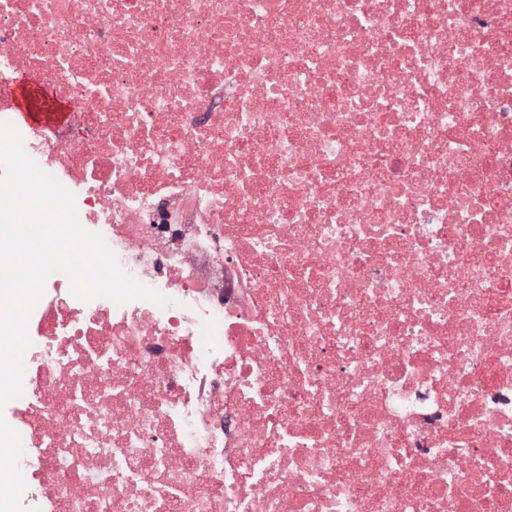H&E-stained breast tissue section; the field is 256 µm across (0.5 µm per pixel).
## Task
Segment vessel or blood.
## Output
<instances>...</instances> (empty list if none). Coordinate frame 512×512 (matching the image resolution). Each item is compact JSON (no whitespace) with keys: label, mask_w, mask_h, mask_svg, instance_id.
<instances>
[{"label":"vessel or blood","mask_w":512,"mask_h":512,"mask_svg":"<svg viewBox=\"0 0 512 512\" xmlns=\"http://www.w3.org/2000/svg\"><path fill=\"white\" fill-rule=\"evenodd\" d=\"M12 121L21 127L51 129L66 121L69 107L57 100L42 78L33 73L11 85Z\"/></svg>","instance_id":"b4317fda"}]
</instances>
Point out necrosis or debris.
Segmentation results:
<instances>
[{
    "instance_id": "4bbe7bcc",
    "label": "necrosis or debris",
    "mask_w": 512,
    "mask_h": 512,
    "mask_svg": "<svg viewBox=\"0 0 512 512\" xmlns=\"http://www.w3.org/2000/svg\"><path fill=\"white\" fill-rule=\"evenodd\" d=\"M60 273L0 410L26 512H512V0H0ZM8 81L12 92L11 114L14 124L45 130L66 121L68 105L53 96L40 76L25 72L19 83L16 77Z\"/></svg>"
}]
</instances>
